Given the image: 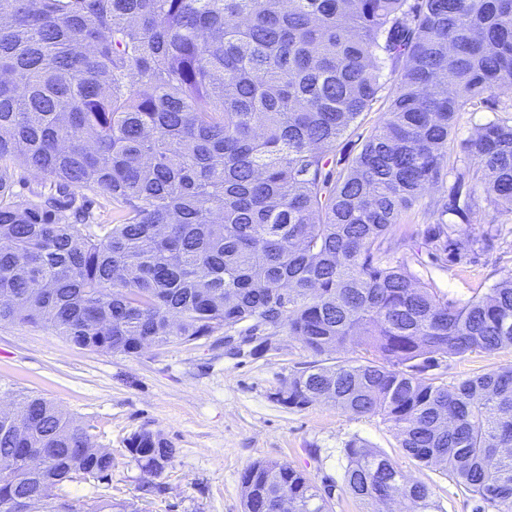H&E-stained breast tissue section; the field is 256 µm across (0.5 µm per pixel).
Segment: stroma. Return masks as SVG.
I'll list each match as a JSON object with an SVG mask.
<instances>
[{"instance_id": "35a3bbf8", "label": "stroma", "mask_w": 512, "mask_h": 512, "mask_svg": "<svg viewBox=\"0 0 512 512\" xmlns=\"http://www.w3.org/2000/svg\"><path fill=\"white\" fill-rule=\"evenodd\" d=\"M428 189L405 213L396 233L397 259L428 272L454 300L512 276V237L477 258L433 262L426 236L436 224ZM258 354L246 335L215 334L191 344L151 346L135 356L76 348L51 329L0 324V390L42 396L79 418L93 441L112 454L108 477L79 475L61 495L91 505L112 500L134 512H243L241 475L257 461H278L317 486L333 485L332 512H384L355 498L344 480L343 446L366 440L408 477L426 484L442 512H472L474 502L449 472L420 466L404 454L394 429L318 403L290 409L277 390L312 362V354L286 332ZM512 365V348L442 360L436 376L457 382ZM148 429L176 450L157 478L141 471L127 441Z\"/></svg>"}]
</instances>
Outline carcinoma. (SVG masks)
<instances>
[{"label": "carcinoma", "instance_id": "1", "mask_svg": "<svg viewBox=\"0 0 512 512\" xmlns=\"http://www.w3.org/2000/svg\"><path fill=\"white\" fill-rule=\"evenodd\" d=\"M391 68L390 87L381 82ZM388 112L347 167L341 139L383 90ZM512 0H0V322L135 355L239 327L282 330L320 357L276 401L379 418L424 467L512 512V366L448 383L440 360L512 347V276L464 302L394 259L389 238L441 183L427 245L454 262L499 240L460 225L512 213V118L468 138L457 116L512 112ZM465 159L448 168V155ZM23 166L55 182L13 191ZM81 191L82 205H76ZM110 224H91L90 196ZM127 451L158 477L174 449L140 430ZM349 491L400 512H441L359 438ZM112 453L37 395L0 416L9 512H129L50 495L105 478ZM244 512H329L286 462L241 476Z\"/></svg>", "mask_w": 512, "mask_h": 512}]
</instances>
